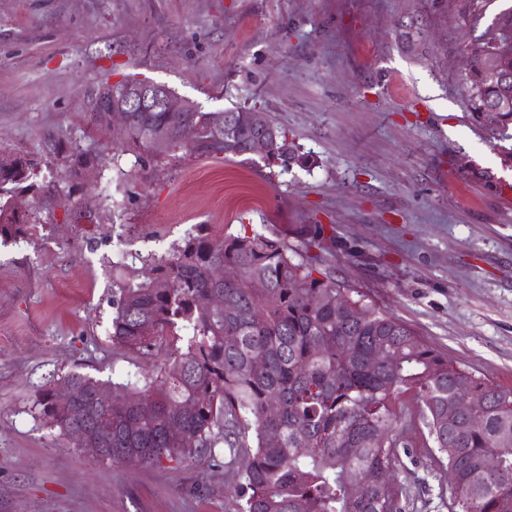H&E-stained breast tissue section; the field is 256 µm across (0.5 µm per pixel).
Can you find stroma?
<instances>
[{"instance_id":"obj_1","label":"stroma","mask_w":512,"mask_h":512,"mask_svg":"<svg viewBox=\"0 0 512 512\" xmlns=\"http://www.w3.org/2000/svg\"><path fill=\"white\" fill-rule=\"evenodd\" d=\"M512 0H0V187L27 213L0 243V512H232L207 462L100 460L30 406L70 373L118 381L160 358L112 344V277L147 276L197 225H320L317 261L457 366L512 391V125L473 110L471 49ZM160 83L206 112L268 113L299 157L268 168L178 150L156 162L92 132L101 81ZM101 167L65 181L73 149ZM403 512H448L415 403ZM7 161L0 162V185L27 182L35 169L32 160L19 154H10Z\"/></svg>"}]
</instances>
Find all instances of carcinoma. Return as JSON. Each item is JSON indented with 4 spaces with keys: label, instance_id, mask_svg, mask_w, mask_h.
Wrapping results in <instances>:
<instances>
[{
    "label": "carcinoma",
    "instance_id": "obj_1",
    "mask_svg": "<svg viewBox=\"0 0 512 512\" xmlns=\"http://www.w3.org/2000/svg\"><path fill=\"white\" fill-rule=\"evenodd\" d=\"M468 80L475 111L512 103V35L472 49ZM490 64L500 85L483 82ZM147 112L122 135L128 151L161 158L177 149L229 159L264 137L267 166H289L286 133L266 113ZM171 133L163 152L152 137ZM100 158L71 155L67 178ZM32 160L0 162V185L24 183ZM27 215L0 207V238L15 237ZM322 230H306L302 248L263 233L222 235L200 224L151 276L112 278V344L147 355L167 346L164 363L136 381L106 383L80 373L63 400L53 388L32 404L44 425L79 448H110L112 462L215 460L237 470L224 490L233 512H402L399 432L405 399L454 476L449 512H512V392L477 378L432 349L400 319L345 288L308 256ZM233 271L237 279L224 274ZM466 383L476 411L450 413ZM112 395V429L96 431L93 393ZM370 473V483L357 477Z\"/></svg>",
    "mask_w": 512,
    "mask_h": 512
}]
</instances>
